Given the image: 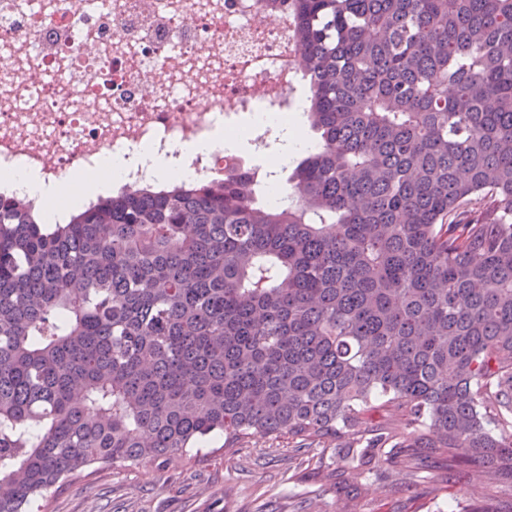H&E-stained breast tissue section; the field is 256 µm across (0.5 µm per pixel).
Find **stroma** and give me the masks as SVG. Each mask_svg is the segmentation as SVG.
<instances>
[{"label":"stroma","instance_id":"obj_1","mask_svg":"<svg viewBox=\"0 0 512 512\" xmlns=\"http://www.w3.org/2000/svg\"><path fill=\"white\" fill-rule=\"evenodd\" d=\"M222 436L199 452L167 461L143 460L81 471L38 499L40 512H336V494L312 468L301 465L286 439L252 436L247 447L228 455ZM404 466L378 465L361 488L362 512H512V488L486 502L477 470H458L449 486L433 490L415 479L397 492Z\"/></svg>","mask_w":512,"mask_h":512}]
</instances>
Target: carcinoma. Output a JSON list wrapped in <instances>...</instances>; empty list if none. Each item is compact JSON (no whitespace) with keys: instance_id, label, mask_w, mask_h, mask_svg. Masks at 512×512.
Instances as JSON below:
<instances>
[{"instance_id":"cac0c4a2","label":"carcinoma","mask_w":512,"mask_h":512,"mask_svg":"<svg viewBox=\"0 0 512 512\" xmlns=\"http://www.w3.org/2000/svg\"><path fill=\"white\" fill-rule=\"evenodd\" d=\"M280 2L321 138L288 202L239 164L65 224L0 197V512L221 434L295 441L337 512L424 452L512 482V0Z\"/></svg>"}]
</instances>
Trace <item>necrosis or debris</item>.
Returning a JSON list of instances; mask_svg holds the SVG:
<instances>
[{"instance_id": "obj_1", "label": "necrosis or debris", "mask_w": 512, "mask_h": 512, "mask_svg": "<svg viewBox=\"0 0 512 512\" xmlns=\"http://www.w3.org/2000/svg\"><path fill=\"white\" fill-rule=\"evenodd\" d=\"M299 72L278 0H0V173L94 174L109 149L136 190L155 182L138 158L148 148L192 181L223 178L226 152L185 144L264 109L279 124L247 137L268 147Z\"/></svg>"}]
</instances>
